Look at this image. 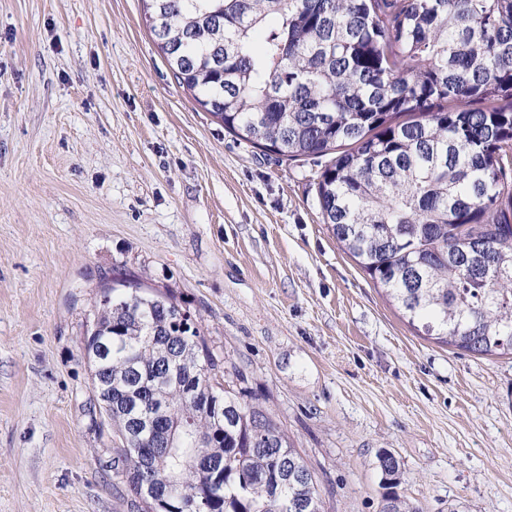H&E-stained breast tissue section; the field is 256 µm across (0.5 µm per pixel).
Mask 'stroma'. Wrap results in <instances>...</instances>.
Segmentation results:
<instances>
[{
	"instance_id": "stroma-1",
	"label": "stroma",
	"mask_w": 512,
	"mask_h": 512,
	"mask_svg": "<svg viewBox=\"0 0 512 512\" xmlns=\"http://www.w3.org/2000/svg\"><path fill=\"white\" fill-rule=\"evenodd\" d=\"M314 160L225 131L141 0H0V512H140L81 346L171 294L312 467L325 512H512V357L418 334L323 224Z\"/></svg>"
}]
</instances>
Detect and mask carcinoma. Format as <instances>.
<instances>
[{"label":"carcinoma","mask_w":512,"mask_h":512,"mask_svg":"<svg viewBox=\"0 0 512 512\" xmlns=\"http://www.w3.org/2000/svg\"><path fill=\"white\" fill-rule=\"evenodd\" d=\"M141 2L174 77L224 130L325 159L323 223L409 324L512 354V0ZM114 292L83 352L113 465L145 512H324L279 421L221 382L230 371L173 296ZM167 351L180 360L160 383ZM153 416L176 442L145 458L135 418ZM379 465L381 512H419L393 491V455Z\"/></svg>","instance_id":"1"}]
</instances>
